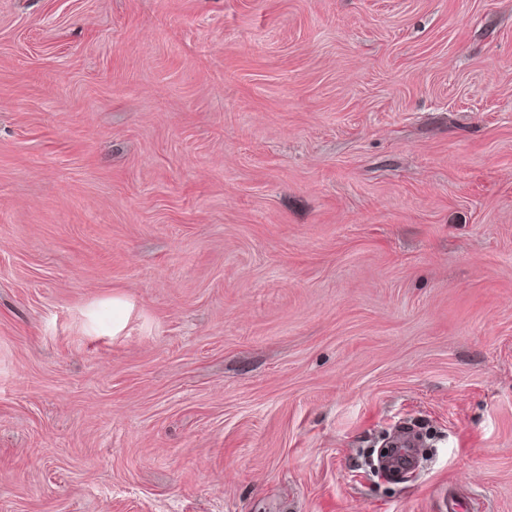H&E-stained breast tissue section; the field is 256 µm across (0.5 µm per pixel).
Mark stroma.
I'll use <instances>...</instances> for the list:
<instances>
[{
	"instance_id": "stroma-1",
	"label": "stroma",
	"mask_w": 512,
	"mask_h": 512,
	"mask_svg": "<svg viewBox=\"0 0 512 512\" xmlns=\"http://www.w3.org/2000/svg\"><path fill=\"white\" fill-rule=\"evenodd\" d=\"M451 485L512 512V0H0V512ZM417 449L412 439L404 437L393 445L385 461V473L390 476H402L415 468Z\"/></svg>"
}]
</instances>
